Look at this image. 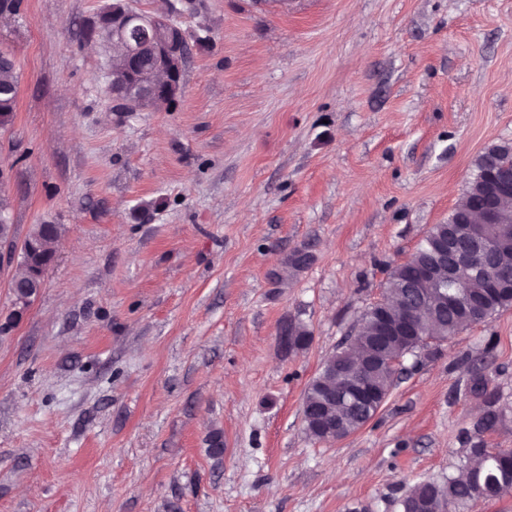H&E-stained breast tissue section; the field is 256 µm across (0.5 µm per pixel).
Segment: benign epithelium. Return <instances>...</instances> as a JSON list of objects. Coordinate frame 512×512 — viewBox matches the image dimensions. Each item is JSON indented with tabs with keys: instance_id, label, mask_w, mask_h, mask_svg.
<instances>
[{
	"instance_id": "1",
	"label": "benign epithelium",
	"mask_w": 512,
	"mask_h": 512,
	"mask_svg": "<svg viewBox=\"0 0 512 512\" xmlns=\"http://www.w3.org/2000/svg\"><path fill=\"white\" fill-rule=\"evenodd\" d=\"M158 21L159 18L154 15L133 9L127 0H118L100 16V26L112 32V41L120 44L126 54L121 76L112 78V102L116 112H141L160 93L175 98L182 90V74L189 57V47L169 37L156 35ZM144 59L151 62L152 70L149 72L140 67ZM483 197L481 223L473 224L466 217H459L458 229L440 243L439 261L416 267L411 287L421 293L425 287L430 289L443 282L454 281L477 255L482 256L495 271L492 287L483 294L469 293L462 299L443 293L435 301H422L411 307L399 319L386 313L379 314L372 331L374 349L358 371L343 364L336 365L340 389L327 392L328 403L336 402L342 393L360 404L376 403L374 389L365 378V368L383 360V347L386 344L408 342L416 334L417 315L425 308H430L436 315H445L450 311L461 314L485 306L496 291L512 288V259L489 247L481 228L483 224L509 223L501 207L506 202H512V168L491 162L486 170ZM14 257V231H0V266L13 263ZM21 260L27 263L31 282L43 285L45 273L53 263L54 256L45 254L30 238L24 246ZM35 295L36 290L31 288L30 282H19L12 287L14 319L23 317Z\"/></svg>"
}]
</instances>
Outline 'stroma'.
I'll return each mask as SVG.
<instances>
[{
    "instance_id": "1",
    "label": "stroma",
    "mask_w": 512,
    "mask_h": 512,
    "mask_svg": "<svg viewBox=\"0 0 512 512\" xmlns=\"http://www.w3.org/2000/svg\"><path fill=\"white\" fill-rule=\"evenodd\" d=\"M110 2L0 14V198L16 244L65 228L0 336V512H400L475 443L512 448V307L407 356L350 436L302 419L388 271L512 142V0H196L183 91L144 112L113 111L86 37ZM18 73L15 60L11 54L0 52V89H9L10 95L3 99L5 103L0 105V125L7 124L15 111L16 96L18 92Z\"/></svg>"
}]
</instances>
